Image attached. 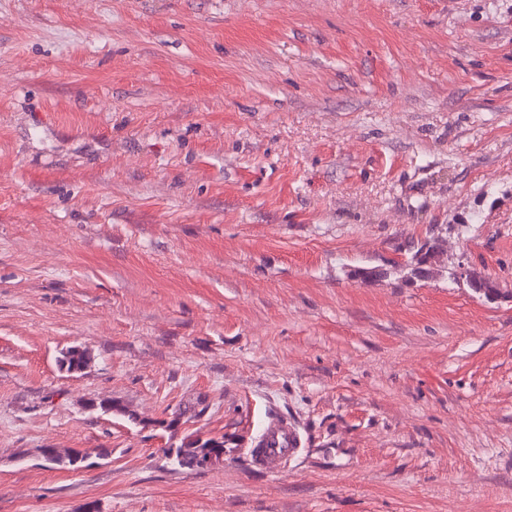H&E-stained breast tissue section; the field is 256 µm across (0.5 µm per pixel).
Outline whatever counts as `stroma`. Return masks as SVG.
<instances>
[{
  "instance_id": "35a3bbf8",
  "label": "stroma",
  "mask_w": 512,
  "mask_h": 512,
  "mask_svg": "<svg viewBox=\"0 0 512 512\" xmlns=\"http://www.w3.org/2000/svg\"><path fill=\"white\" fill-rule=\"evenodd\" d=\"M90 503L512 512V0H0V512ZM300 445V437L288 420L274 421L249 448L251 462L258 469L274 468L286 463ZM209 453H213L215 460H220L221 455L224 454L223 436L205 439L196 436L189 442L182 441L177 447V456L180 458L177 463L187 468H201L200 459Z\"/></svg>"
}]
</instances>
